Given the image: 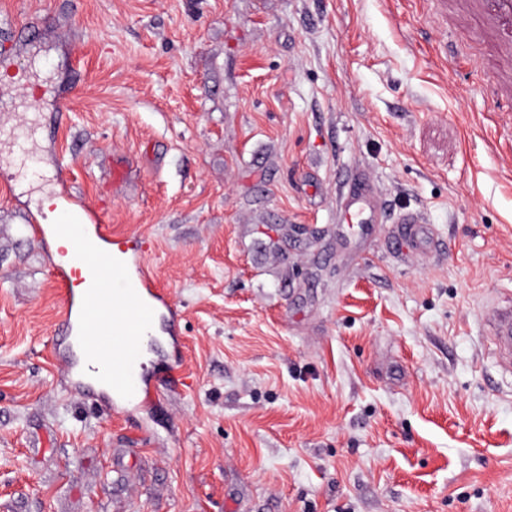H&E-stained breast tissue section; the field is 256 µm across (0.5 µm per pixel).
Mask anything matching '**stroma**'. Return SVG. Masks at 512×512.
I'll return each instance as SVG.
<instances>
[{"instance_id":"1","label":"stroma","mask_w":512,"mask_h":512,"mask_svg":"<svg viewBox=\"0 0 512 512\" xmlns=\"http://www.w3.org/2000/svg\"><path fill=\"white\" fill-rule=\"evenodd\" d=\"M491 78L438 0H0V512H512ZM348 177L426 247L348 222ZM45 193L149 240L152 404L66 370Z\"/></svg>"}]
</instances>
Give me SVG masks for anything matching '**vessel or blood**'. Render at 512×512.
Returning <instances> with one entry per match:
<instances>
[{
	"instance_id": "vessel-or-blood-1",
	"label": "vessel or blood",
	"mask_w": 512,
	"mask_h": 512,
	"mask_svg": "<svg viewBox=\"0 0 512 512\" xmlns=\"http://www.w3.org/2000/svg\"><path fill=\"white\" fill-rule=\"evenodd\" d=\"M467 9L478 36L488 38L500 76L491 93L497 102L512 105V0H469ZM346 218L355 224H379V211L356 192L343 199ZM26 233L45 240L72 239V265L60 267L56 276L69 283L75 263L92 259L95 270L81 293H68L63 323L68 333L79 336L83 365L101 389L119 398H136L143 381L135 369V357L161 312L171 311L168 295L156 286L146 257L114 259L110 233L97 213L83 207L79 223L29 224ZM512 364V315L499 316L490 329Z\"/></svg>"
}]
</instances>
